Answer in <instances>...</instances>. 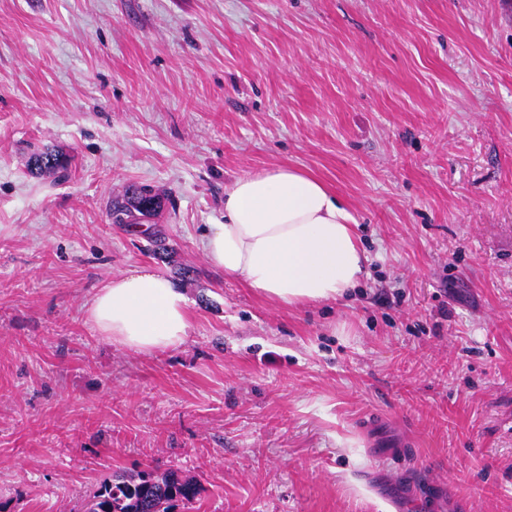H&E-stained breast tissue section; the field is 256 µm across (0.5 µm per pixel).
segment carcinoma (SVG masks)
<instances>
[{
    "mask_svg": "<svg viewBox=\"0 0 512 512\" xmlns=\"http://www.w3.org/2000/svg\"><path fill=\"white\" fill-rule=\"evenodd\" d=\"M33 163L37 170L64 166L61 156L49 150L36 154ZM109 212L115 224H136L144 216L127 192L112 199ZM197 495L195 482L172 474L159 478L144 473L136 480L114 475L100 483L83 512H176L179 506L191 504Z\"/></svg>",
    "mask_w": 512,
    "mask_h": 512,
    "instance_id": "obj_1",
    "label": "carcinoma"
}]
</instances>
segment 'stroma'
Listing matches in <instances>:
<instances>
[{
    "instance_id": "1",
    "label": "stroma",
    "mask_w": 512,
    "mask_h": 512,
    "mask_svg": "<svg viewBox=\"0 0 512 512\" xmlns=\"http://www.w3.org/2000/svg\"><path fill=\"white\" fill-rule=\"evenodd\" d=\"M281 165L348 206L349 297L207 261L225 189ZM143 265L191 302L177 348L85 319ZM144 471L189 512H512V0H0V512ZM139 191L141 200L151 201L157 199V207L159 204L158 195L153 193L152 190L144 187L129 188L122 196H117L112 199L109 207V214L113 223L116 224H138L142 216L146 214L132 204V197H129L131 190Z\"/></svg>"
}]
</instances>
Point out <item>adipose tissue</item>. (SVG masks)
Here are the masks:
<instances>
[{
	"label": "adipose tissue",
	"mask_w": 512,
	"mask_h": 512,
	"mask_svg": "<svg viewBox=\"0 0 512 512\" xmlns=\"http://www.w3.org/2000/svg\"><path fill=\"white\" fill-rule=\"evenodd\" d=\"M202 246L225 276L296 307L345 296L367 265L344 204L318 179L285 166L237 178L224 194L223 222L208 225ZM86 320L107 341L148 354L184 343L189 303L145 266L98 288Z\"/></svg>",
	"instance_id": "adipose-tissue-1"
}]
</instances>
